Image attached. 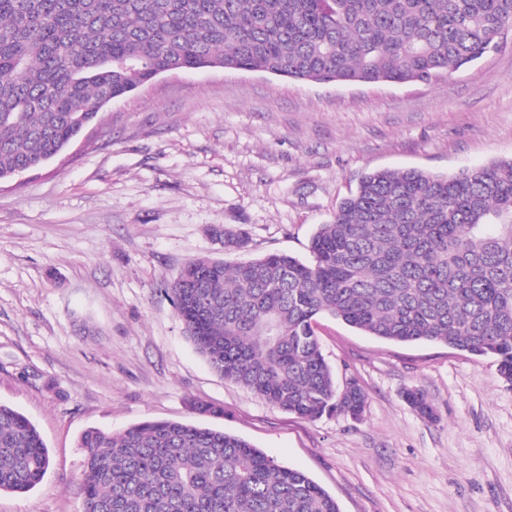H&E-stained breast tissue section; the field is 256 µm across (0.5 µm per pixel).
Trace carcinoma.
Here are the masks:
<instances>
[{
    "instance_id": "1",
    "label": "carcinoma",
    "mask_w": 512,
    "mask_h": 512,
    "mask_svg": "<svg viewBox=\"0 0 512 512\" xmlns=\"http://www.w3.org/2000/svg\"><path fill=\"white\" fill-rule=\"evenodd\" d=\"M512 0H0V180L36 168L106 104L160 71L260 70L295 81L430 82L501 47ZM310 260L188 261L165 284L211 368L308 420L360 417L315 333L328 314L379 338L492 357L512 381V159L453 177L378 169L312 237ZM421 416L435 414L409 391ZM82 512H340L302 471L178 421L90 428ZM50 465L36 426L0 404V494Z\"/></svg>"
}]
</instances>
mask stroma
I'll return each mask as SVG.
<instances>
[{
	"label": "stroma",
	"mask_w": 512,
	"mask_h": 512,
	"mask_svg": "<svg viewBox=\"0 0 512 512\" xmlns=\"http://www.w3.org/2000/svg\"><path fill=\"white\" fill-rule=\"evenodd\" d=\"M512 159V34L429 83H316L260 71L163 74L105 105L44 165L0 181V403L50 467L0 512H81L80 434L146 420L224 430L304 471L341 512H512V382L490 357L401 344L319 317L359 419L309 421L215 373L165 296L211 226L251 256L309 242L374 169L437 175ZM421 390L436 418L405 401ZM208 402L222 417L198 415Z\"/></svg>",
	"instance_id": "obj_1"
}]
</instances>
